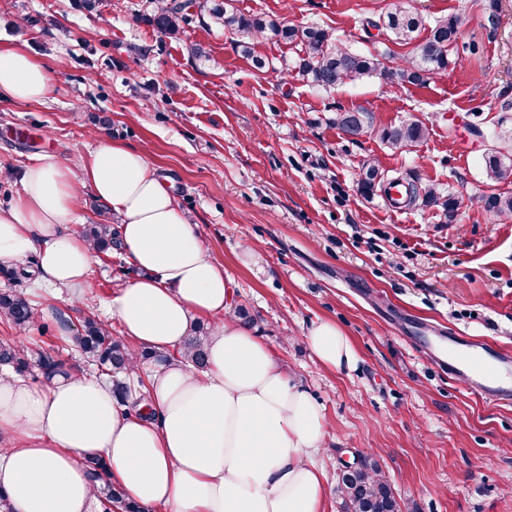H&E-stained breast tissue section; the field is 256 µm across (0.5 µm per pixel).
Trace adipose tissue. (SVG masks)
Here are the masks:
<instances>
[{"label": "adipose tissue", "mask_w": 512, "mask_h": 512, "mask_svg": "<svg viewBox=\"0 0 512 512\" xmlns=\"http://www.w3.org/2000/svg\"><path fill=\"white\" fill-rule=\"evenodd\" d=\"M49 84L26 51L0 48V95L37 102ZM85 184L111 209L138 271L112 301L122 333L172 358L150 375L136 414L110 384L70 368L40 387L1 375L0 495L9 512H92L91 458L128 498L167 512H322L325 472L315 458L325 418L231 315V280L143 154L103 139L80 171L51 156L26 167L14 204L0 209V266L37 254L38 281L82 299L96 249L64 226ZM197 317L212 321L200 371L176 355ZM306 339L326 369L356 368L334 323H314Z\"/></svg>", "instance_id": "ef3b65f1"}]
</instances>
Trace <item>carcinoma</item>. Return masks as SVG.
<instances>
[{
  "label": "carcinoma",
  "instance_id": "cac0c4a2",
  "mask_svg": "<svg viewBox=\"0 0 512 512\" xmlns=\"http://www.w3.org/2000/svg\"><path fill=\"white\" fill-rule=\"evenodd\" d=\"M210 2L211 17L243 39L269 32L290 42H300L305 49V56L300 63L301 72L322 89L330 90L372 77L382 65L381 59L372 53L352 52L334 44L331 34L325 29L316 26L303 29L284 27L260 17L238 15L227 9L224 0ZM188 20L189 14L179 0H169L153 17L154 25L167 36L183 33ZM466 23V17L457 14L431 24L423 15L409 10L401 0L394 4L393 10L386 15L385 29L391 33L395 43L401 46L410 45L412 49L401 55L395 70L391 72L390 82L424 84L445 73L450 52L457 45L458 36ZM426 27L430 28L429 35L422 41H416V33ZM425 135L426 127L419 121L402 122L381 130L382 139L395 149L407 148L422 140ZM484 164L486 176L492 181L512 177V147L491 150L485 156ZM379 185H384L379 169L374 165L365 167L361 176L363 191L371 194ZM419 198L434 205L441 204L443 210L450 215L456 209L454 199H441L435 189L406 183L404 204L412 205ZM485 208L495 215L511 214L512 197L490 195L485 199ZM82 236L89 239L100 252L112 251V244L116 240V232L111 224H89ZM0 321L19 329L26 328L35 321L34 308L26 293L12 288L0 291ZM204 339L203 327L196 326L180 352V356L197 370L206 366ZM74 341L87 357L113 374L115 383L112 388L122 403L133 398L134 392L141 393L146 388L141 378L135 383L130 381L133 359L161 364L172 358L170 354L131 348L123 339L112 336L106 325L90 316L82 321L81 330L74 337ZM60 364L62 361L54 358L42 347L24 350L6 341L0 342V366L10 367L18 373L26 372L32 367L45 371ZM86 466L98 481L96 493L101 503L113 506L120 512H146V508L128 500L119 487L105 479L104 464L100 460L90 459ZM339 485L346 499L347 512H400L390 484L374 462L361 460L355 471L341 474Z\"/></svg>",
  "mask_w": 512,
  "mask_h": 512
}]
</instances>
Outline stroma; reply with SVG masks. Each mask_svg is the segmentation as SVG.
<instances>
[{"instance_id":"stroma-1","label":"stroma","mask_w":512,"mask_h":512,"mask_svg":"<svg viewBox=\"0 0 512 512\" xmlns=\"http://www.w3.org/2000/svg\"><path fill=\"white\" fill-rule=\"evenodd\" d=\"M193 0L180 39L152 22L157 0H0V48L18 46L49 71L39 102L0 97V208L20 174L51 155L80 167L99 138L142 153L197 224L233 285L232 306L256 317L292 381L320 405L327 434L324 512H346L343 464L378 461L402 512H512V403H493L440 372L415 341L449 330L512 350V215L484 208L512 182L485 176L484 157L512 136V0H407L427 20L466 15L448 70L427 83L373 76L331 90L304 78L301 43L259 35L242 48ZM392 0H229L234 11L318 26L359 53H401L383 26ZM207 54L198 60L196 50ZM370 121L349 137L338 112ZM418 120L415 145L392 149L390 124ZM417 181L458 201L454 217L423 202L391 211L359 174ZM256 259L244 255L245 245ZM0 274L27 293L41 324L0 323V340L52 345L81 373L105 379L72 342L92 314L113 335L110 304L137 271L122 247L99 254L81 301ZM329 320L349 336L356 369L324 368L305 342Z\"/></svg>"}]
</instances>
